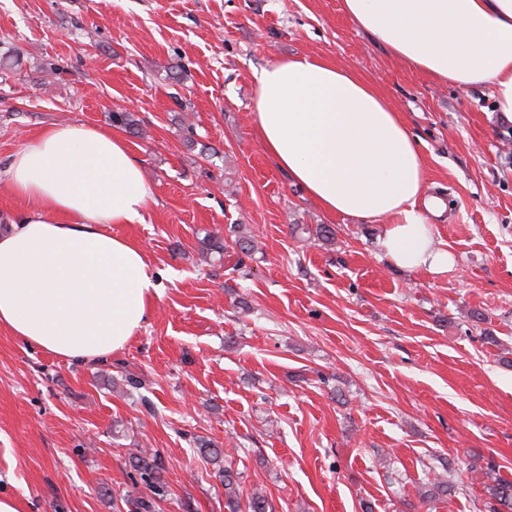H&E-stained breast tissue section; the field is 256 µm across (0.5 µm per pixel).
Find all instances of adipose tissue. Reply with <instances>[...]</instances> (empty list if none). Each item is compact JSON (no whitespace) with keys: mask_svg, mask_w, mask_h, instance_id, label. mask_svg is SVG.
Returning a JSON list of instances; mask_svg holds the SVG:
<instances>
[{"mask_svg":"<svg viewBox=\"0 0 512 512\" xmlns=\"http://www.w3.org/2000/svg\"><path fill=\"white\" fill-rule=\"evenodd\" d=\"M358 28L428 79L491 88L512 122V0H342ZM254 120L277 165L327 212L378 225L388 262L447 271L415 137L375 85L305 55L254 73ZM26 201L0 231V327L75 364L123 350L159 283L142 247L105 232L139 224L151 196L124 139L95 126L46 128L10 159Z\"/></svg>","mask_w":512,"mask_h":512,"instance_id":"1","label":"adipose tissue"}]
</instances>
